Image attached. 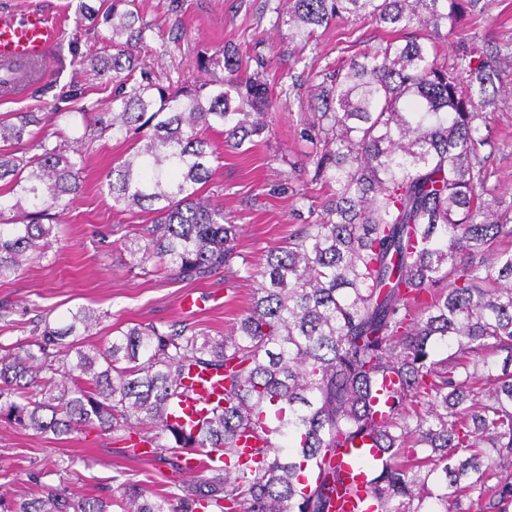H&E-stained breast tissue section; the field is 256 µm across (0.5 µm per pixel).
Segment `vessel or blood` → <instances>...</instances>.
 I'll use <instances>...</instances> for the list:
<instances>
[{
  "mask_svg": "<svg viewBox=\"0 0 512 512\" xmlns=\"http://www.w3.org/2000/svg\"><path fill=\"white\" fill-rule=\"evenodd\" d=\"M58 38V26L42 11L30 10L20 15L0 12V64L49 60ZM185 385L181 409L195 420L203 418L208 405L224 393L223 379L211 372L186 380ZM365 458L366 465L358 471L343 464L342 480L365 483L381 457L371 449L366 451Z\"/></svg>",
  "mask_w": 512,
  "mask_h": 512,
  "instance_id": "1",
  "label": "vessel or blood"
}]
</instances>
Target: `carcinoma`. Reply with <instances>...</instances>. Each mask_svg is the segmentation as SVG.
<instances>
[{
  "instance_id": "1",
  "label": "carcinoma",
  "mask_w": 512,
  "mask_h": 512,
  "mask_svg": "<svg viewBox=\"0 0 512 512\" xmlns=\"http://www.w3.org/2000/svg\"><path fill=\"white\" fill-rule=\"evenodd\" d=\"M479 0H284L273 26L303 52L333 21L369 20L394 36L308 68L318 101L305 160L328 194L311 221L267 253L231 331L136 324L102 348L87 341L103 315L79 306L65 324L41 317L32 338L0 345V419L39 434L83 428L130 440L140 427L175 471L218 455L180 497L121 483L84 498L42 488L0 512H331L344 449L383 456L362 488L373 512H509L512 507V200L489 186L487 113L512 92V43L477 33ZM112 51L79 64L112 85L98 137L141 147L112 168L108 193L153 214L123 241L132 263L180 281L206 280L240 257L237 225L201 191L218 146L261 136L278 97L242 46L224 43L221 73L138 71L150 25L136 0L102 13ZM456 37L450 55L441 40ZM140 78H135V74ZM36 112L0 119V281L51 248L52 219L81 191V145L48 147ZM502 357L491 361L487 352ZM224 373V403L197 429L179 422L182 379ZM393 379L389 390L383 381ZM288 438V448L279 440ZM258 460L238 463L241 440Z\"/></svg>"
}]
</instances>
